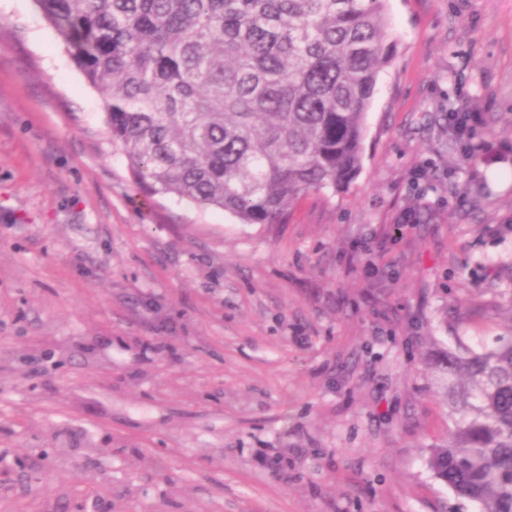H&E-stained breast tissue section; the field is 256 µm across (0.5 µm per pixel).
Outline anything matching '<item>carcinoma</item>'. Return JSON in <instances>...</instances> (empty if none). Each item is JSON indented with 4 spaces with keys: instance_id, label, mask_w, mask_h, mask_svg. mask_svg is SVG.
<instances>
[{
    "instance_id": "cac0c4a2",
    "label": "carcinoma",
    "mask_w": 512,
    "mask_h": 512,
    "mask_svg": "<svg viewBox=\"0 0 512 512\" xmlns=\"http://www.w3.org/2000/svg\"><path fill=\"white\" fill-rule=\"evenodd\" d=\"M33 2L146 194L285 224L359 171L386 0ZM442 369L454 423L428 468L476 512H512V336Z\"/></svg>"
}]
</instances>
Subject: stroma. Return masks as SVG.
<instances>
[{"instance_id": "35a3bbf8", "label": "stroma", "mask_w": 512, "mask_h": 512, "mask_svg": "<svg viewBox=\"0 0 512 512\" xmlns=\"http://www.w3.org/2000/svg\"><path fill=\"white\" fill-rule=\"evenodd\" d=\"M387 11L357 175L241 224L146 196L0 0V512H472L427 458L447 354L507 333L512 0Z\"/></svg>"}]
</instances>
